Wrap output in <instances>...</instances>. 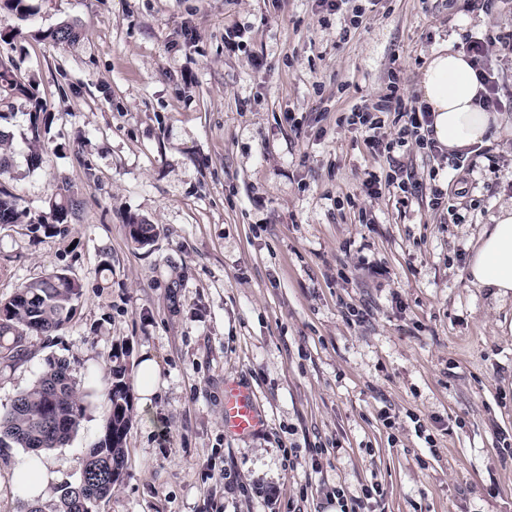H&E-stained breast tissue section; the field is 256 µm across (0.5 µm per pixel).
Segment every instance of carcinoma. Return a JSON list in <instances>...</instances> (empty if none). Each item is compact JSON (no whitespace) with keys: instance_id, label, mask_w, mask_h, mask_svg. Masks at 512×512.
<instances>
[{"instance_id":"carcinoma-1","label":"carcinoma","mask_w":512,"mask_h":512,"mask_svg":"<svg viewBox=\"0 0 512 512\" xmlns=\"http://www.w3.org/2000/svg\"><path fill=\"white\" fill-rule=\"evenodd\" d=\"M43 220L33 230L52 236L76 217L82 202L63 187ZM20 218L16 195L0 186V226ZM130 242L138 249L151 246L157 225L134 216L127 220ZM81 297V285L65 271L20 284L0 298V372L11 370L31 355L29 337L57 335L72 318ZM127 352L116 349L103 398L105 424L78 481L56 487L52 512H95L98 503L112 495L126 470V437L132 423L131 381ZM80 384L63 359L50 360L39 377L21 391L10 407L0 411V453L8 448L33 452L67 445L85 414Z\"/></svg>"}]
</instances>
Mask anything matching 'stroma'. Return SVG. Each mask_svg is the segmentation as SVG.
<instances>
[{
  "mask_svg": "<svg viewBox=\"0 0 512 512\" xmlns=\"http://www.w3.org/2000/svg\"><path fill=\"white\" fill-rule=\"evenodd\" d=\"M26 5L0 0V63L22 86L0 121V184L28 215L0 227V298L53 270L83 286L60 334L31 337L32 356L0 377L1 410L50 358L81 385L76 433L42 462L79 478L121 348L159 376L149 400L132 397L125 476L97 512H336V486L372 483V512H512V297L463 275L512 202V107L489 158L462 152L477 167L441 206L448 151L403 157L421 184L408 201L370 196L363 172L385 161L343 121L394 81L419 101L431 51L512 33V0H364L355 26L351 5L318 0ZM66 24L75 42L47 39ZM233 27L246 46L225 42ZM63 186L78 217L31 232ZM129 214L157 225L148 248L131 245ZM229 378L254 390L253 435L224 432Z\"/></svg>",
  "mask_w": 512,
  "mask_h": 512,
  "instance_id": "obj_1",
  "label": "stroma"
}]
</instances>
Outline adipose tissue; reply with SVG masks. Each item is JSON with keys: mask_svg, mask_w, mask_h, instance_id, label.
<instances>
[{"mask_svg": "<svg viewBox=\"0 0 512 512\" xmlns=\"http://www.w3.org/2000/svg\"><path fill=\"white\" fill-rule=\"evenodd\" d=\"M482 90L467 56L450 46L434 50L421 80V101L433 115V133L440 147L463 152L496 137L502 127L499 113L479 103ZM468 281L491 289L499 297L512 294V203L502 205L486 225L465 269ZM16 485L24 499L44 496L58 473L24 457L14 466Z\"/></svg>", "mask_w": 512, "mask_h": 512, "instance_id": "1", "label": "adipose tissue"}]
</instances>
